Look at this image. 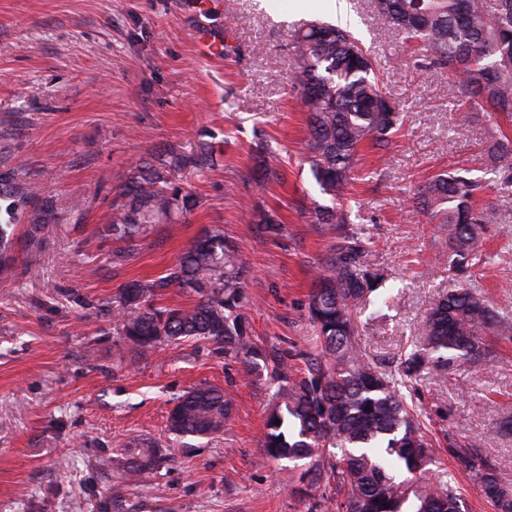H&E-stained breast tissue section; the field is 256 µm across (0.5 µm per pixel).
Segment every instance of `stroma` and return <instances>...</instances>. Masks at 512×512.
I'll return each instance as SVG.
<instances>
[{"mask_svg": "<svg viewBox=\"0 0 512 512\" xmlns=\"http://www.w3.org/2000/svg\"><path fill=\"white\" fill-rule=\"evenodd\" d=\"M315 22L348 27L405 110L390 146L360 150L344 202L379 276L355 314L366 360L396 369L449 288L444 229L413 195L453 167L480 170L489 186L483 249L492 260L468 286L512 315V187L491 172L489 115L462 118V86L420 67L371 0H200L194 10L182 0H0V160L56 208L38 262L26 263L19 237L15 273L0 280V512H99L106 501L125 512H311L301 468L259 463L275 390L264 368L212 343L139 354L99 308L119 288L164 275L215 227L247 267L253 338L302 373L314 350L308 294L336 241L316 221L333 202L304 160L307 114L291 84V34ZM202 32L223 39V55L202 52ZM202 143L210 166L186 167L179 183L193 206L112 261L106 225L133 161L188 157ZM264 213L282 223L280 237L261 236ZM200 383L232 398V416L219 438L184 442L169 412ZM406 395L437 445L438 470L455 472L454 439L512 492V435L497 431L512 416V341L482 365L423 368ZM136 438L165 457L141 486L110 464Z\"/></svg>", "mask_w": 512, "mask_h": 512, "instance_id": "stroma-1", "label": "stroma"}]
</instances>
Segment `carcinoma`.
<instances>
[{
    "label": "carcinoma",
    "mask_w": 512,
    "mask_h": 512,
    "mask_svg": "<svg viewBox=\"0 0 512 512\" xmlns=\"http://www.w3.org/2000/svg\"><path fill=\"white\" fill-rule=\"evenodd\" d=\"M374 10L416 43L427 68H448V78L465 89L463 106H489L512 124V0H372ZM299 88L308 112L306 162L322 193L346 195L353 164L367 142L386 147L404 117L386 91L377 65L352 33L328 23L310 24L293 34ZM498 181L512 187V138L502 126L488 130ZM206 150L190 158L157 163L138 160L120 196L123 212L108 225L112 241L124 246L139 239L149 225L193 201L174 187L182 168L200 170ZM482 179L470 168L436 175L419 191L429 218L448 225V278L456 286L434 299L419 344L391 371L368 363L357 342L354 311L376 288L369 250L358 228L336 233V244L320 263L308 295V315L317 352L307 359V373L290 378L286 363L269 357L247 331L243 307L246 269L238 246L224 233L205 231L168 269L165 276L136 281L118 290L99 309L112 319L113 333L141 353L184 342H213L224 354L271 368L281 382L266 419L262 440L265 460L312 459L310 485L334 482L342 500L336 512H462L451 482L426 475L435 463L424 439L415 404L402 392L425 364L438 370L489 361L487 336L512 339V320L466 287L471 268L488 263L481 236L488 214L478 205ZM28 221L31 237L55 220L52 201L30 183L0 169V275L15 265L16 232ZM261 233L279 237L283 225L266 214ZM188 288L197 295L190 306H160L168 288ZM231 401L213 386L201 385L178 398L169 430L180 438H213L224 431ZM283 441H278V438ZM460 470L472 473L497 512H512V494L504 492L493 468L468 448H449ZM159 448L150 440L112 458V467L130 483H140L157 467Z\"/></svg>",
    "instance_id": "carcinoma-1"
}]
</instances>
